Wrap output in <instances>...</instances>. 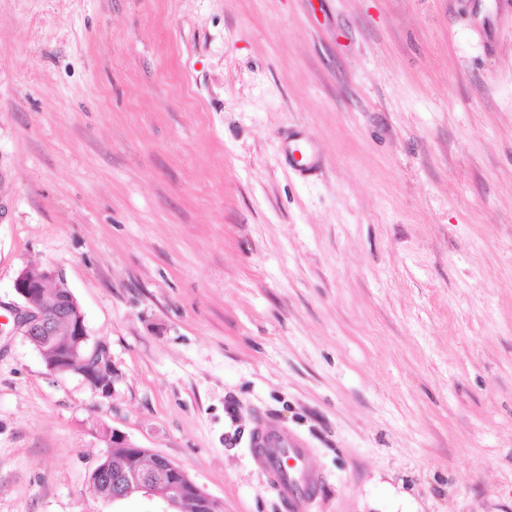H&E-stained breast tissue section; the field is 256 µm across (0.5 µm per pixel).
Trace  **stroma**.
Listing matches in <instances>:
<instances>
[{
  "label": "stroma",
  "instance_id": "obj_1",
  "mask_svg": "<svg viewBox=\"0 0 512 512\" xmlns=\"http://www.w3.org/2000/svg\"><path fill=\"white\" fill-rule=\"evenodd\" d=\"M60 272L111 396L16 333ZM512 512V16L498 0H0V512H149L123 432L224 512ZM251 446L256 448L258 466L273 476L278 493L300 510L317 481V477L307 470L305 445L288 433L271 428L265 419H261L252 430ZM289 461L293 465L290 466Z\"/></svg>",
  "mask_w": 512,
  "mask_h": 512
}]
</instances>
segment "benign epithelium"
Listing matches in <instances>:
<instances>
[{"mask_svg":"<svg viewBox=\"0 0 512 512\" xmlns=\"http://www.w3.org/2000/svg\"><path fill=\"white\" fill-rule=\"evenodd\" d=\"M51 283L57 298L53 310L48 312L45 310V296ZM14 289L22 301V305L13 309L14 326L24 339L36 344L43 335L66 338L67 355L57 366L55 374L63 376L73 372L67 363L77 361L83 365L79 375L94 392L103 396L111 393V389L102 388L98 380L102 345L89 340L84 313L59 271L52 267L41 270L24 268L14 280ZM110 436L111 447L127 449L121 481L112 491V499H121L134 492L156 502L161 507L160 512H214L219 507L217 500L206 494L167 457L154 451L145 456L141 447L115 429Z\"/></svg>","mask_w":512,"mask_h":512,"instance_id":"7a95c632","label":"benign epithelium"}]
</instances>
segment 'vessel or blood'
<instances>
[{"label":"vessel or blood","instance_id":"b4317fda","mask_svg":"<svg viewBox=\"0 0 512 512\" xmlns=\"http://www.w3.org/2000/svg\"><path fill=\"white\" fill-rule=\"evenodd\" d=\"M251 445L256 450L258 466L273 476L279 494L294 507H301L317 481L307 470L304 444L288 433L271 428L262 419L252 430Z\"/></svg>","mask_w":512,"mask_h":512}]
</instances>
